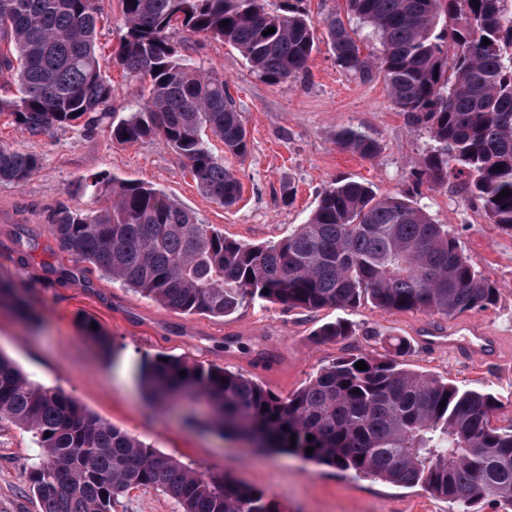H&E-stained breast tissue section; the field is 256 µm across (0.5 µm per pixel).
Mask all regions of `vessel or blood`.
Returning <instances> with one entry per match:
<instances>
[{
	"label": "vessel or blood",
	"mask_w": 512,
	"mask_h": 512,
	"mask_svg": "<svg viewBox=\"0 0 512 512\" xmlns=\"http://www.w3.org/2000/svg\"><path fill=\"white\" fill-rule=\"evenodd\" d=\"M420 342L432 350L448 349L449 353L463 361H487L501 352L499 337L475 323L466 324L462 328L449 327L447 330L421 337Z\"/></svg>",
	"instance_id": "b4317fda"
}]
</instances>
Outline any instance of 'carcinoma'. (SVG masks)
<instances>
[{
	"label": "carcinoma",
	"instance_id": "obj_1",
	"mask_svg": "<svg viewBox=\"0 0 512 512\" xmlns=\"http://www.w3.org/2000/svg\"><path fill=\"white\" fill-rule=\"evenodd\" d=\"M510 1L347 0L381 46L375 57L362 54L340 18L328 17L326 26L341 66L364 79L382 75L394 107L429 125L436 146L413 172L414 185L460 178L490 222L512 232V195L497 198L512 192ZM122 2L126 33L115 60L127 78L147 82L149 92L135 111L112 119V141L164 139L207 197L232 205L241 184L212 152L209 136L246 157L241 112L224 75L179 53L171 34L222 40L278 83L307 69L314 23L298 10L273 14L266 0ZM98 20V0H0V76L13 78L19 91L0 98V114L9 113L32 137L84 118L101 120L113 88L99 61ZM268 28L275 32L262 35ZM484 37L490 44H482ZM336 143L363 159L380 153L375 139L352 128L340 130ZM38 169L36 155L0 145L1 182L22 183ZM83 187L112 201L88 212L60 207L50 225L60 245L180 314L225 318L260 300L307 310L369 303L456 317L498 301L496 285L410 193L379 196L368 183L340 179L305 223L276 242L249 245L201 223L147 183L96 174ZM1 305L37 324L27 292L2 277ZM352 333V324L336 320L315 336L331 341ZM407 352L399 341L388 356L340 357L287 396L240 372L175 356L146 357L138 372L156 402L204 400L206 423L221 435L255 436L266 448L420 486L453 502L493 497L512 512V426L492 425L497 398L412 369L403 360ZM359 361L368 369H357ZM2 423L28 429L41 448L43 461L30 473L41 512H112V502L132 489L161 490L183 512H280L264 491L199 473L72 397L31 383L0 354Z\"/></svg>",
	"mask_w": 512,
	"mask_h": 512
}]
</instances>
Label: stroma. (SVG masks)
<instances>
[{
    "instance_id": "stroma-1",
    "label": "stroma",
    "mask_w": 512,
    "mask_h": 512,
    "mask_svg": "<svg viewBox=\"0 0 512 512\" xmlns=\"http://www.w3.org/2000/svg\"><path fill=\"white\" fill-rule=\"evenodd\" d=\"M98 6L100 62L114 86L110 111L120 118L136 109L141 85L126 78L113 61L125 34L121 0H99ZM299 7L315 24L318 49L306 72L276 84L224 42L181 32L172 36L198 65L223 74L245 122L247 158L225 153L218 139L210 141L241 182V198L232 206L206 198L183 159L162 139L119 145L105 122L32 137L9 115H0V144L41 160L29 180L0 182V277L29 290L39 318L33 330L10 308L0 307V353L31 383L71 396L106 423L201 473L223 474L265 491L282 512H504L490 497L465 508L418 486L359 477L219 436L186 422L193 401L160 404L149 400L139 383L142 358L161 353L241 372L285 396L336 358L383 351L395 337L409 341L408 361L414 369L461 387L490 390L499 401L494 425L512 424V232L491 224L479 202L466 200L457 180L413 186L412 172L434 146L429 126L412 124L394 108L382 77L365 81L337 63L324 20L345 14V0H301ZM345 127L378 141L379 155L369 161L338 148L336 133ZM96 173L162 189L202 223L247 244L279 240L305 223L320 194L340 178L368 182L380 195L418 189L432 220L447 225L468 261L499 289L495 307L467 313L461 320L489 326L502 336V358L462 365L444 352L425 354L411 341L414 330L447 327V318L369 304L307 311L256 302L227 318L171 311L62 250L51 233L60 206L82 211L99 207V199L79 187L83 177ZM60 269L68 274L62 282L55 277ZM86 317L94 318L108 336L109 349L86 337L81 326ZM338 319L353 324L354 336L316 339L319 326ZM40 460L31 431L11 424L0 428V512H40L28 481ZM112 512L183 510L169 494L133 489L116 500Z\"/></svg>"
}]
</instances>
